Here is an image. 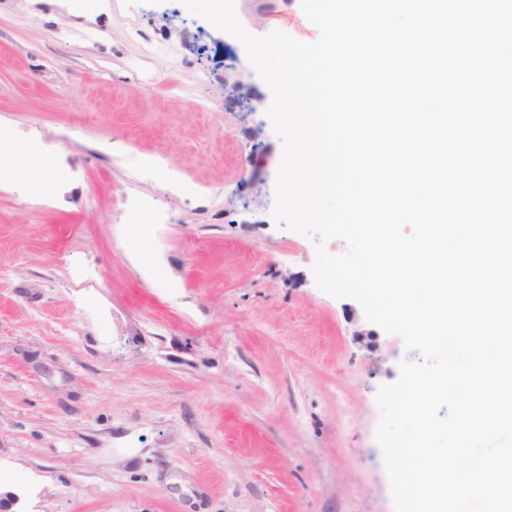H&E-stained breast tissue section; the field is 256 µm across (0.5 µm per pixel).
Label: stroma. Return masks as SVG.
<instances>
[{
	"label": "stroma",
	"mask_w": 512,
	"mask_h": 512,
	"mask_svg": "<svg viewBox=\"0 0 512 512\" xmlns=\"http://www.w3.org/2000/svg\"><path fill=\"white\" fill-rule=\"evenodd\" d=\"M303 41L293 0H235ZM244 46L181 0H0V490L18 512H394L376 394L419 361L273 217ZM33 164L31 157L21 148L8 141L0 142V168L7 173L18 167H30Z\"/></svg>",
	"instance_id": "35a3bbf8"
}]
</instances>
